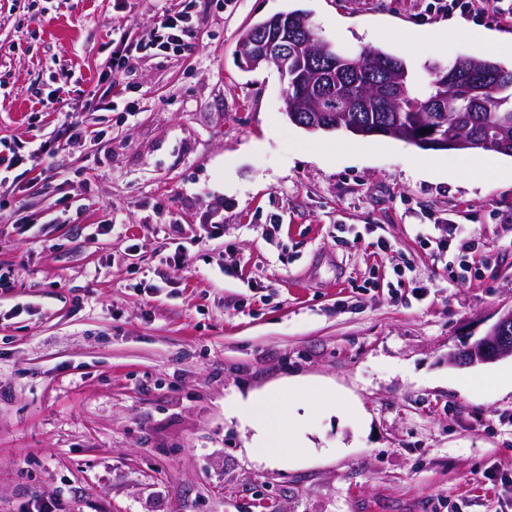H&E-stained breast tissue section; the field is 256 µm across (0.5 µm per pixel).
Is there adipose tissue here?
Returning a JSON list of instances; mask_svg holds the SVG:
<instances>
[{
	"label": "adipose tissue",
	"instance_id": "1",
	"mask_svg": "<svg viewBox=\"0 0 512 512\" xmlns=\"http://www.w3.org/2000/svg\"><path fill=\"white\" fill-rule=\"evenodd\" d=\"M304 394L302 387L293 385L282 392L233 397L228 414L251 429L249 452L253 458L277 468L293 461L292 451L302 440L292 426L301 419Z\"/></svg>",
	"mask_w": 512,
	"mask_h": 512
}]
</instances>
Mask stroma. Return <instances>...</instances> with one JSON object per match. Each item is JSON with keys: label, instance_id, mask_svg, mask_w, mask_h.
<instances>
[{"label": "stroma", "instance_id": "1", "mask_svg": "<svg viewBox=\"0 0 512 512\" xmlns=\"http://www.w3.org/2000/svg\"><path fill=\"white\" fill-rule=\"evenodd\" d=\"M432 2L168 0L186 50L114 86L152 0H0V512H512V390L476 380L512 357L448 360L512 307V156L486 180L482 150L305 131L237 59L299 10L421 88L512 61V26ZM294 379L309 445L272 468L225 408ZM113 42V49H112V56L108 64V70H106L104 73V76L107 78V80L114 81L116 80V77L121 74L125 68L127 67V64L129 62V45L124 43V40L122 37L118 41L112 40Z\"/></svg>", "mask_w": 512, "mask_h": 512}]
</instances>
